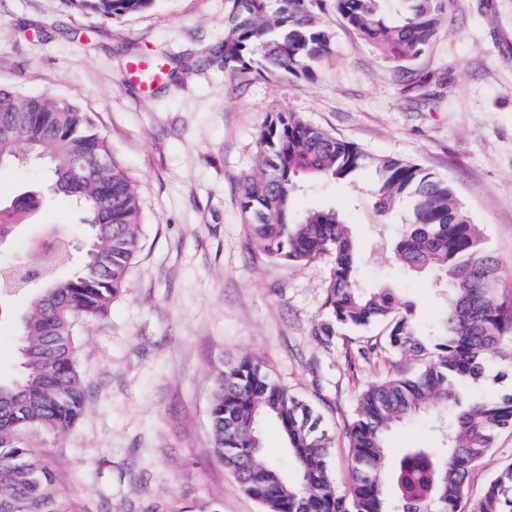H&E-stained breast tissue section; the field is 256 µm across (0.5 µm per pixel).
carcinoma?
I'll list each match as a JSON object with an SVG mask.
<instances>
[{"mask_svg": "<svg viewBox=\"0 0 512 512\" xmlns=\"http://www.w3.org/2000/svg\"><path fill=\"white\" fill-rule=\"evenodd\" d=\"M106 17L139 13L155 0H65ZM224 65L246 71L312 79L332 51V37L318 28L307 0H228ZM383 0H335L336 10L384 58L402 68L427 50L439 16L434 0H408L393 20ZM0 170L27 156L46 165L51 189L78 207L86 240L75 255L68 242L42 256L46 275L20 318L22 377L0 382V512H70L54 473L28 437L59 433L84 412L87 388L76 363L74 318L107 313L126 288L140 237V201L113 158L108 137L90 115L68 100L21 97L0 89ZM260 160L244 177L240 211L252 245L269 257L304 265L332 257L325 282L326 316L314 328L326 346L343 328L387 323L378 349L409 354L417 370L365 389L356 418L346 428L353 468L346 490L336 487L329 465L331 438L322 418L255 359L224 362L210 409L217 453L241 488L264 512H512V462L489 481L482 498L465 500L467 479L512 427V396L473 399L460 386L485 367L512 365V294L500 286L499 262L480 227L448 182L396 158L374 161V208L390 213L405 195L415 197L413 219L393 244L397 263L413 273H433L448 285V303L431 333L422 334L415 307L398 302L390 288H365L349 225L333 208L294 216L301 181H346L369 164L355 145L306 122L296 112L270 114L257 135ZM42 206L29 191L0 199V236H8ZM77 270L60 279L61 266ZM26 270L0 267V293L24 290ZM451 408L443 446L410 448L397 461L385 454L386 435L424 411ZM278 426L301 481L266 453L260 423Z\"/></svg>", "mask_w": 512, "mask_h": 512, "instance_id": "obj_1", "label": "carcinoma"}]
</instances>
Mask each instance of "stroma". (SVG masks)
<instances>
[{
  "label": "stroma",
  "instance_id": "35a3bbf8",
  "mask_svg": "<svg viewBox=\"0 0 512 512\" xmlns=\"http://www.w3.org/2000/svg\"><path fill=\"white\" fill-rule=\"evenodd\" d=\"M432 48L392 68L342 19L334 0H312L333 52L314 79L264 78L225 67L227 0H155L108 18L66 0H0V88L76 103L112 143L142 209V235L127 285L108 313L78 319L77 362L89 398L69 430L35 444L75 512H262L217 454L210 405L225 361L250 356L323 416L338 489L350 481L344 429L369 384L413 369L410 356L358 350L385 324L345 331L322 347L324 255L295 266L251 244L240 217L245 174L258 161L256 134L274 112H296L368 155L407 160L447 180L480 225L504 278L512 277V0H437ZM165 69L149 91L127 63ZM373 174L318 180L297 195L296 213L334 208L361 256L360 281L393 289L430 329L447 304L433 276H413L390 249L412 205L389 215L372 206ZM80 215L49 198L32 223L0 247V264L24 256ZM32 296L10 297L0 317V380L19 378V317ZM431 414L387 437L390 459L436 448ZM512 461V429L472 474L468 501Z\"/></svg>",
  "mask_w": 512,
  "mask_h": 512
}]
</instances>
